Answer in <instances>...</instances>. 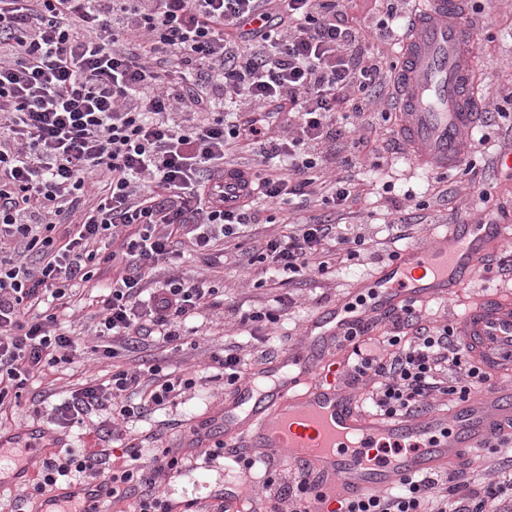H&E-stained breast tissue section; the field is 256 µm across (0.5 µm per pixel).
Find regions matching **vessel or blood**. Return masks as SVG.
I'll return each mask as SVG.
<instances>
[{"label":"vessel or blood","instance_id":"b4317fda","mask_svg":"<svg viewBox=\"0 0 512 512\" xmlns=\"http://www.w3.org/2000/svg\"><path fill=\"white\" fill-rule=\"evenodd\" d=\"M464 0H417L397 70L400 143L414 165L448 169L471 144L476 53L461 17ZM512 238V222L480 217L449 225L430 244L406 249L368 281L364 298L318 310L308 320L302 347L265 362L237 385L223 409L179 442L181 454L224 443L305 472L325 498L312 512H338L344 499L391 489L412 477L460 468L499 436H512V386H489L443 413L395 417L361 408L355 392L337 379L336 351L350 327L385 319L426 299H445L474 277L481 259ZM458 332L468 356L494 375L512 377V295L497 292L465 309ZM46 433L24 429L29 469L46 458ZM98 482L54 489L55 500L107 498Z\"/></svg>","mask_w":512,"mask_h":512}]
</instances>
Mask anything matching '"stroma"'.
<instances>
[{"label": "stroma", "mask_w": 512, "mask_h": 512, "mask_svg": "<svg viewBox=\"0 0 512 512\" xmlns=\"http://www.w3.org/2000/svg\"><path fill=\"white\" fill-rule=\"evenodd\" d=\"M465 17L475 33V108L482 112L491 106H503L505 99L512 96V0H466ZM391 128L380 113L353 120L354 135L377 146L378 161L356 170V178L366 189L352 208L341 211L314 201L304 210L287 216L275 213L271 224L265 223L266 213L261 210L257 213L258 223L248 227L239 240V248L229 251L225 261L211 266L203 257L187 253L178 257L176 268L162 266L150 275L146 281L150 288L175 274L204 277L217 288L216 304L207 305L188 322L197 332L198 348L175 350L150 340L138 349L119 351L116 358L104 357L88 337L89 316L96 308L99 290L90 282H74L70 308L61 313L59 320L62 329L87 337L78 363L75 369L50 370L31 381L10 408L0 411V432L7 434L39 423L48 430L43 441L48 452H56L61 446L77 453L99 447V440L84 427L60 428L49 424L52 406L59 404L74 384L86 380L104 382L113 365L136 369L156 361L196 378L195 387L187 391L181 404L159 415L164 423L162 445L173 447L221 406L228 395L217 363L225 347H237L245 371H252L261 363L299 347L304 327L318 309L337 299L353 297L355 284L371 278L391 262L394 254L428 243L435 233L444 231L454 221L512 209V167L500 162L503 151L512 149V117H496L478 125L477 140L470 152L474 169L469 173L454 167L439 175L412 166L396 150ZM408 190L414 193V200L404 199ZM289 220L347 225L364 238L365 244L356 258L330 266L326 273L290 283L275 278L263 280L260 264L250 263L249 255L259 239L285 232ZM498 288L512 290V280L480 268L454 296L420 302L416 308L427 324H453L469 304ZM280 294L288 296L289 303L273 324L265 321L247 327L226 311L230 305L246 311L266 308ZM267 478L270 477L261 467L224 469L198 457L188 462L179 479L163 481L160 489L189 491L207 481L211 486L238 493L246 506L260 510L264 506ZM510 478L512 443L500 441L491 443L451 475L453 482L467 483L475 490Z\"/></svg>", "instance_id": "stroma-1"}]
</instances>
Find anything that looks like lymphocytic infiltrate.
<instances>
[{
  "instance_id": "f902f5d3",
  "label": "lymphocytic infiltrate",
  "mask_w": 512,
  "mask_h": 512,
  "mask_svg": "<svg viewBox=\"0 0 512 512\" xmlns=\"http://www.w3.org/2000/svg\"><path fill=\"white\" fill-rule=\"evenodd\" d=\"M342 0H0V407L30 378L71 364L79 337L60 332L57 308L74 281L115 269L98 302L103 354L152 338L181 341L184 322L215 290L172 277L144 294L174 245L197 252L238 238L263 199L277 206L317 192L323 169L344 168L328 199L355 200L352 168L372 153L350 114L385 98L387 72ZM288 121L272 131V117ZM251 152L250 189L225 203L227 155ZM118 242L105 252L102 240ZM358 255L361 236L301 223L259 248L269 270L325 272L330 245ZM385 342L358 350L349 375L378 376L368 397L383 416L417 412L436 392L466 399L491 376L461 348L456 327L420 322L415 306L391 319ZM193 378L160 364L113 366L107 383L72 390L50 415L66 428L101 411L131 421L176 404ZM96 448L50 458L34 494L58 483L104 481L130 512H170L158 490L183 460L168 448ZM439 481L411 479L343 512H491L512 485L450 502Z\"/></svg>"
}]
</instances>
